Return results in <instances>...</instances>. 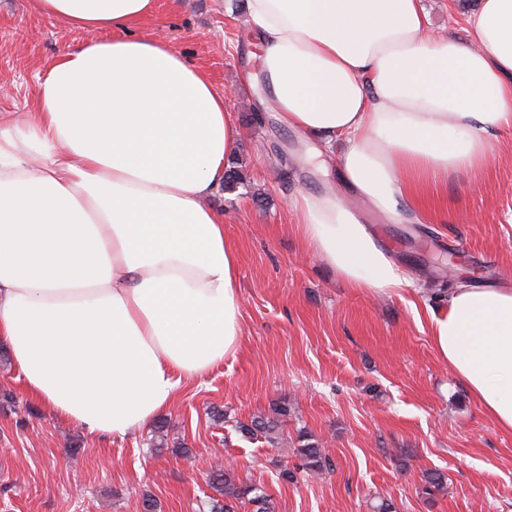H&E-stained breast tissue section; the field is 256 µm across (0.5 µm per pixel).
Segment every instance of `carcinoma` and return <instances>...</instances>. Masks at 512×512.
Segmentation results:
<instances>
[{"mask_svg": "<svg viewBox=\"0 0 512 512\" xmlns=\"http://www.w3.org/2000/svg\"><path fill=\"white\" fill-rule=\"evenodd\" d=\"M288 415V406L283 404L272 409L271 414H260L251 417L250 422H239L237 431L246 438L261 436L270 444L279 441L282 427L281 418ZM297 454L301 470L312 476L318 475L329 467V460L323 455L317 442L308 435L299 433ZM425 493L432 495L446 489L447 478L439 470H427L422 473ZM209 484L215 495L207 497L202 504L201 512H235L236 503L252 506V512H275L276 506L261 485L235 478L234 473L216 468L209 475Z\"/></svg>", "mask_w": 512, "mask_h": 512, "instance_id": "cac0c4a2", "label": "carcinoma"}]
</instances>
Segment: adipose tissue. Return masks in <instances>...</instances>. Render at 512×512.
I'll return each instance as SVG.
<instances>
[{
  "mask_svg": "<svg viewBox=\"0 0 512 512\" xmlns=\"http://www.w3.org/2000/svg\"><path fill=\"white\" fill-rule=\"evenodd\" d=\"M103 37L0 117V342L26 393L101 437L144 429L181 385L234 355L240 258L208 203L240 131L209 76L165 38L130 36L155 0H33ZM278 122L337 154L346 185L396 220L420 185L478 173L512 128V0H479L473 43L428 29L421 0H248ZM308 251L369 296L410 282L344 196L291 202ZM443 362L512 432V288L449 289Z\"/></svg>",
  "mask_w": 512,
  "mask_h": 512,
  "instance_id": "adipose-tissue-1",
  "label": "adipose tissue"
}]
</instances>
